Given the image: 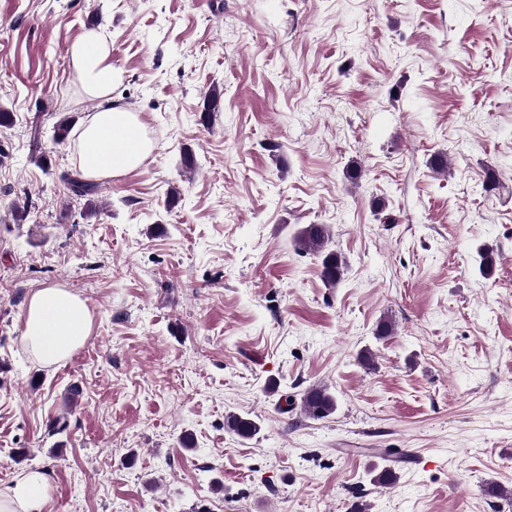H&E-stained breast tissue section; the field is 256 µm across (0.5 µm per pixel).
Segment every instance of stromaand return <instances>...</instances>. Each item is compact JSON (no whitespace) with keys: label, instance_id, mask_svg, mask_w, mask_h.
Returning <instances> with one entry per match:
<instances>
[{"label":"stroma","instance_id":"obj_1","mask_svg":"<svg viewBox=\"0 0 512 512\" xmlns=\"http://www.w3.org/2000/svg\"><path fill=\"white\" fill-rule=\"evenodd\" d=\"M91 27L153 144L93 214L63 179ZM1 107L0 489L34 469L46 512H512L484 492L512 490V0H0ZM308 224L337 287L294 246ZM46 287L92 312L51 367L22 338ZM293 242L297 250L320 259L321 277L328 287L341 283L347 264L341 253L330 249L331 233L327 225L308 224L297 232ZM301 408L310 418L322 420L335 413L336 397L325 386H315L302 396ZM224 427L243 439H250L260 431V426L255 420L237 413L228 414L225 417Z\"/></svg>","mask_w":512,"mask_h":512}]
</instances>
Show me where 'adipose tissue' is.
<instances>
[{
  "label": "adipose tissue",
  "instance_id": "ef3b65f1",
  "mask_svg": "<svg viewBox=\"0 0 512 512\" xmlns=\"http://www.w3.org/2000/svg\"><path fill=\"white\" fill-rule=\"evenodd\" d=\"M67 62L98 110L83 129L80 157L86 176L99 178L136 170L152 150L135 113L119 105L112 90L120 79L103 37L85 31L68 51ZM92 316L85 300L68 289L34 291L22 316L26 348L40 363L58 365L81 348L91 332ZM48 500L46 478L39 471H25L0 492V512H44Z\"/></svg>",
  "mask_w": 512,
  "mask_h": 512
}]
</instances>
